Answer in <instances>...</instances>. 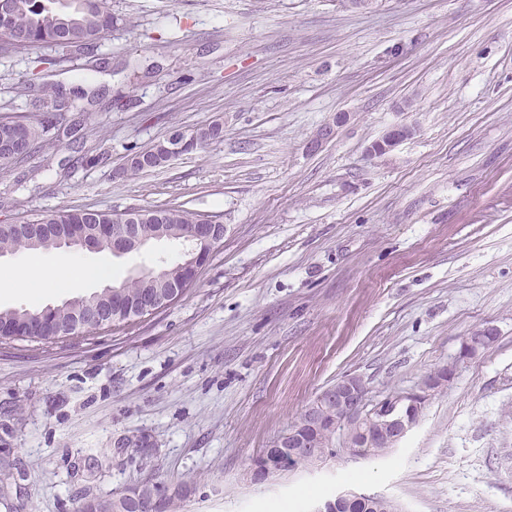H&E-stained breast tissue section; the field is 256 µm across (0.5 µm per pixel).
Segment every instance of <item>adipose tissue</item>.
<instances>
[{
	"label": "adipose tissue",
	"instance_id": "obj_1",
	"mask_svg": "<svg viewBox=\"0 0 512 512\" xmlns=\"http://www.w3.org/2000/svg\"><path fill=\"white\" fill-rule=\"evenodd\" d=\"M111 270L94 266L84 267L70 260L52 263L36 262L10 269L0 278V290L20 292L32 299L62 289L75 288L91 279L111 278Z\"/></svg>",
	"mask_w": 512,
	"mask_h": 512
}]
</instances>
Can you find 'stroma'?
Instances as JSON below:
<instances>
[{
  "label": "stroma",
  "instance_id": "obj_1",
  "mask_svg": "<svg viewBox=\"0 0 512 512\" xmlns=\"http://www.w3.org/2000/svg\"><path fill=\"white\" fill-rule=\"evenodd\" d=\"M110 4L97 50L47 72L85 97L52 144L0 166V224L181 204L221 216L224 240L128 330L0 344V512H78L148 480L182 489L179 512H311L341 488L512 512V0ZM29 79L28 55L0 58V113L51 109ZM218 118L223 141L115 177L130 150ZM397 125L411 135L372 155ZM179 258L165 241L44 256L117 282ZM486 325L497 342L387 455L246 481L337 378L409 389Z\"/></svg>",
  "mask_w": 512,
  "mask_h": 512
}]
</instances>
